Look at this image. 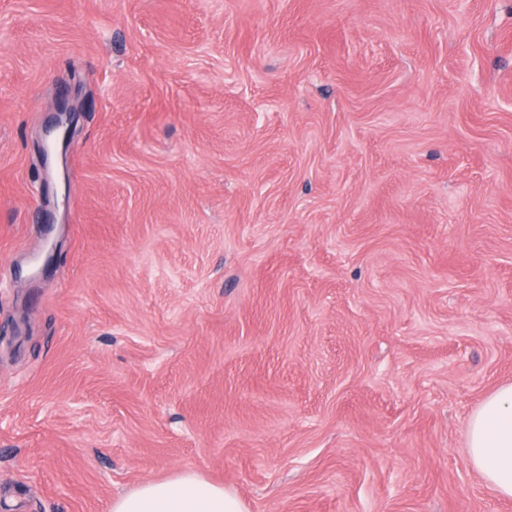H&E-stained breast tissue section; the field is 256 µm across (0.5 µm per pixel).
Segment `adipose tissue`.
<instances>
[{
  "instance_id": "1",
  "label": "adipose tissue",
  "mask_w": 512,
  "mask_h": 512,
  "mask_svg": "<svg viewBox=\"0 0 512 512\" xmlns=\"http://www.w3.org/2000/svg\"><path fill=\"white\" fill-rule=\"evenodd\" d=\"M467 456L487 485L512 498V385L492 393L468 422ZM110 512H247L223 486L185 471L146 481L113 499Z\"/></svg>"
}]
</instances>
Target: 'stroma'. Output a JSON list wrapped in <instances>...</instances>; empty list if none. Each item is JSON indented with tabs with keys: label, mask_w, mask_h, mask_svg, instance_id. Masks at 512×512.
Here are the masks:
<instances>
[{
	"label": "stroma",
	"mask_w": 512,
	"mask_h": 512,
	"mask_svg": "<svg viewBox=\"0 0 512 512\" xmlns=\"http://www.w3.org/2000/svg\"><path fill=\"white\" fill-rule=\"evenodd\" d=\"M504 384L512 0H0V512H512ZM467 456L497 495L512 498V385L492 393L470 417ZM110 512H247L223 486L185 471L146 481L112 500Z\"/></svg>",
	"instance_id": "1"
}]
</instances>
